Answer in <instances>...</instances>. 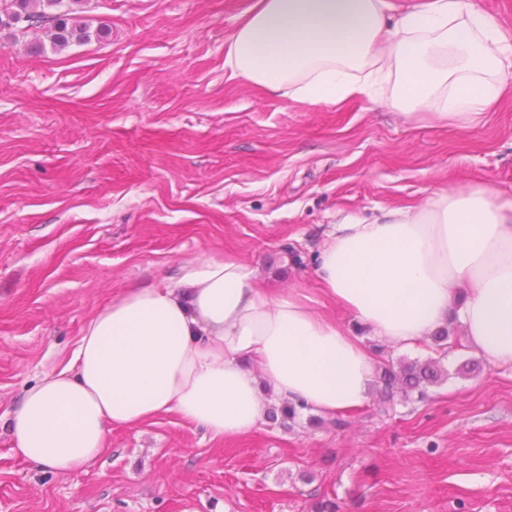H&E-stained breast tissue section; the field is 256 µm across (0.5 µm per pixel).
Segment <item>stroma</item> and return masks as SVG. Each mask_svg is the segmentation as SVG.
Listing matches in <instances>:
<instances>
[{"label": "stroma", "instance_id": "stroma-1", "mask_svg": "<svg viewBox=\"0 0 512 512\" xmlns=\"http://www.w3.org/2000/svg\"><path fill=\"white\" fill-rule=\"evenodd\" d=\"M251 0H91L102 41L56 53L0 33V416L70 359L122 289L232 254L311 289L324 230L488 184L512 198V95L468 127L360 97L288 101L231 77ZM350 428L263 425L231 442L173 415L116 429L89 469L20 459L0 430V512H512V365Z\"/></svg>", "mask_w": 512, "mask_h": 512}]
</instances>
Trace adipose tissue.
I'll return each mask as SVG.
<instances>
[{
    "mask_svg": "<svg viewBox=\"0 0 512 512\" xmlns=\"http://www.w3.org/2000/svg\"><path fill=\"white\" fill-rule=\"evenodd\" d=\"M231 76L296 103L381 97L466 126L512 90V35L473 0H253L224 58ZM318 295L273 292L227 257L124 289L70 361L28 387L7 419L13 450L59 472L108 450L112 429L164 416L225 441L258 430L274 401L331 419L362 409L377 358L317 308L341 306L398 352L447 324L493 366L512 365V200L490 186L432 191L425 206L335 224Z\"/></svg>",
    "mask_w": 512,
    "mask_h": 512,
    "instance_id": "adipose-tissue-1",
    "label": "adipose tissue"
}]
</instances>
